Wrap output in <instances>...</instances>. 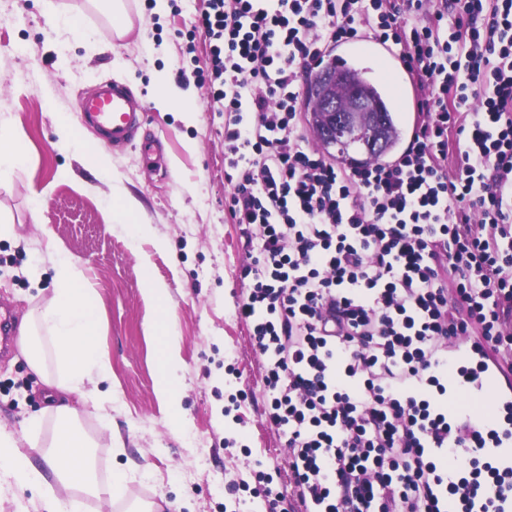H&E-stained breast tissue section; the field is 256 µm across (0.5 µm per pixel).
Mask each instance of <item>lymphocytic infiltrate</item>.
Instances as JSON below:
<instances>
[{
    "mask_svg": "<svg viewBox=\"0 0 512 512\" xmlns=\"http://www.w3.org/2000/svg\"><path fill=\"white\" fill-rule=\"evenodd\" d=\"M229 213L258 255L237 305L266 420L316 512H505L512 441L466 405L512 373V0H207ZM398 54L415 121L390 161L309 146L302 81L344 40ZM459 137L456 165L448 135Z\"/></svg>",
    "mask_w": 512,
    "mask_h": 512,
    "instance_id": "lymphocytic-infiltrate-1",
    "label": "lymphocytic infiltrate"
}]
</instances>
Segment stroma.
Listing matches in <instances>:
<instances>
[{
  "mask_svg": "<svg viewBox=\"0 0 512 512\" xmlns=\"http://www.w3.org/2000/svg\"><path fill=\"white\" fill-rule=\"evenodd\" d=\"M0 0V120L13 127L24 166L0 185V312L13 325L43 305L56 286L54 254L79 264L98 302L96 340L112 365V423L93 400H78L79 424L93 442L100 485L125 475L122 492L85 497V512H265L252 488L265 474L277 512H306L288 467L284 437L266 421L262 376L249 325L236 306L246 293L249 262L234 224L224 178V113L214 111L199 75L210 69L202 38H188L204 0H123L126 31L116 35L110 0ZM59 14L77 16L92 42L56 30ZM187 81H180V74ZM123 83L147 105L137 141L162 146L158 162L135 147L107 151L112 177L100 180L76 152L65 150L59 114H73L78 93L101 80ZM167 83L195 106L192 120L158 102ZM66 179H59V170ZM134 198L140 223L155 237L133 241L128 225L109 221L111 203ZM37 265L41 278L24 268ZM166 285L179 341L182 425L172 428L156 385L154 314L146 277ZM44 388L20 347L0 357V426L19 434L44 407Z\"/></svg>",
  "mask_w": 512,
  "mask_h": 512,
  "instance_id": "1",
  "label": "stroma"
}]
</instances>
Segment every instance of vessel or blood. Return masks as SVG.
I'll list each match as a JSON object with an SVG mask.
<instances>
[{
  "instance_id": "obj_1",
  "label": "vessel or blood",
  "mask_w": 512,
  "mask_h": 512,
  "mask_svg": "<svg viewBox=\"0 0 512 512\" xmlns=\"http://www.w3.org/2000/svg\"><path fill=\"white\" fill-rule=\"evenodd\" d=\"M75 110L81 124L92 130L103 146L114 148L136 142L147 106L123 84L104 80L77 98Z\"/></svg>"
}]
</instances>
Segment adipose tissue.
<instances>
[{"label":"adipose tissue","mask_w":512,"mask_h":512,"mask_svg":"<svg viewBox=\"0 0 512 512\" xmlns=\"http://www.w3.org/2000/svg\"><path fill=\"white\" fill-rule=\"evenodd\" d=\"M57 287L53 297L22 322V351L30 369L50 391L46 411L55 418L51 442L22 449L11 432L0 429V483L18 489H38L46 512H83L80 500L54 497L51 481L80 486L99 494L89 450L92 442L76 420L72 398H85L92 381L108 382L112 368L94 340L98 303L93 286L66 254L52 262ZM145 292L156 306L152 330L158 343L157 392L174 400L179 385V343L173 330L169 292L164 284L146 279Z\"/></svg>","instance_id":"ef3b65f1"}]
</instances>
